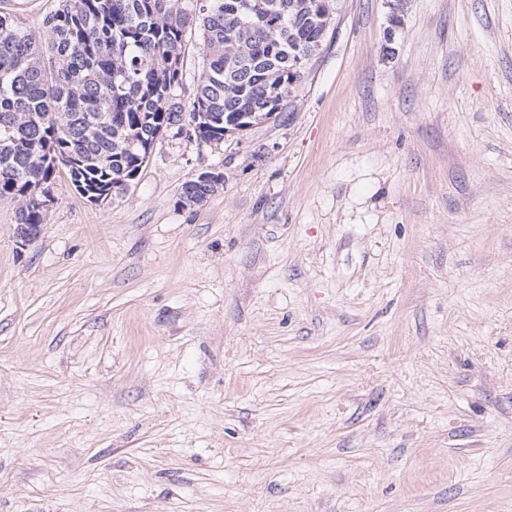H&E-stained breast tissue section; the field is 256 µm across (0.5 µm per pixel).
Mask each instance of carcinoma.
<instances>
[{"mask_svg":"<svg viewBox=\"0 0 512 512\" xmlns=\"http://www.w3.org/2000/svg\"><path fill=\"white\" fill-rule=\"evenodd\" d=\"M336 0H62L39 43L0 12V196L23 201L17 223H44L55 156L83 197L137 172L144 146L174 113L209 140L241 114L295 92L293 60L321 39ZM203 71L182 102L187 32ZM206 119L196 120L199 113Z\"/></svg>","mask_w":512,"mask_h":512,"instance_id":"obj_1","label":"carcinoma"}]
</instances>
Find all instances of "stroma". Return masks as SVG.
Listing matches in <instances>:
<instances>
[{
    "mask_svg": "<svg viewBox=\"0 0 512 512\" xmlns=\"http://www.w3.org/2000/svg\"><path fill=\"white\" fill-rule=\"evenodd\" d=\"M337 8L243 139L0 196V512H512V0Z\"/></svg>",
    "mask_w": 512,
    "mask_h": 512,
    "instance_id": "35a3bbf8",
    "label": "stroma"
}]
</instances>
